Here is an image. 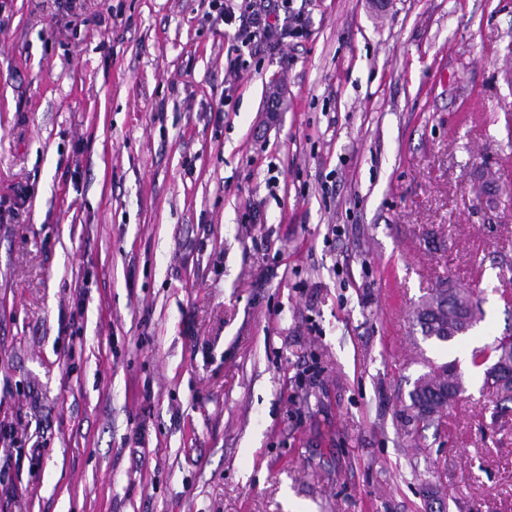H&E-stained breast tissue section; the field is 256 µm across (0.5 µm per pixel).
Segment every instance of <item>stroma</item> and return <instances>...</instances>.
<instances>
[{"label":"stroma","instance_id":"obj_1","mask_svg":"<svg viewBox=\"0 0 512 512\" xmlns=\"http://www.w3.org/2000/svg\"><path fill=\"white\" fill-rule=\"evenodd\" d=\"M208 2L0 0V512H512V0H293L233 77ZM426 299L415 313L427 338L448 342L465 333L482 318L479 301L470 288H437ZM428 308H435L437 317L427 314ZM447 322L448 332H445ZM507 353V354H505ZM502 363L503 378L511 380V386L500 385L494 387L495 382L489 384L485 373H492L499 363ZM471 363L474 368L483 371V386L489 394L495 397L497 404L512 402V334L497 338L493 343L472 352ZM509 372V375L506 374ZM491 387L494 389L491 390ZM465 392L462 376L455 365L445 363L420 376L415 382L411 404L403 410L406 426L424 428L439 421L448 406Z\"/></svg>","mask_w":512,"mask_h":512}]
</instances>
